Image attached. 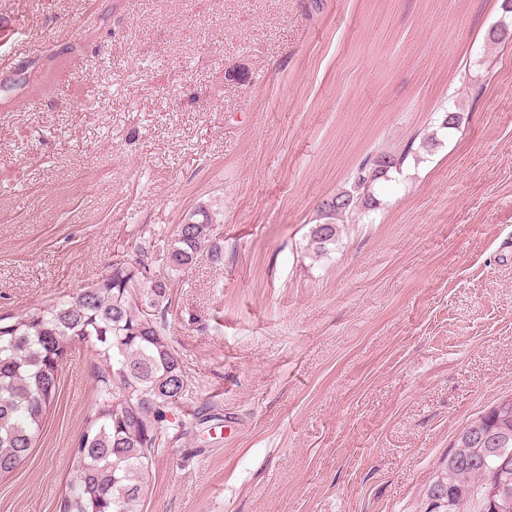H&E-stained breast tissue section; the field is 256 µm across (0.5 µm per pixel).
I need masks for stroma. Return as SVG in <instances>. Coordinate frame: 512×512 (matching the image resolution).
Listing matches in <instances>:
<instances>
[{"label":"stroma","mask_w":512,"mask_h":512,"mask_svg":"<svg viewBox=\"0 0 512 512\" xmlns=\"http://www.w3.org/2000/svg\"><path fill=\"white\" fill-rule=\"evenodd\" d=\"M500 4L0 0L20 46L0 72V314L142 254L168 281L143 301L189 392L142 512H425L456 434L512 396ZM381 152L407 159L376 207L308 255L319 204ZM202 205L224 261L171 271ZM97 374L76 346L0 512H57Z\"/></svg>","instance_id":"obj_1"}]
</instances>
